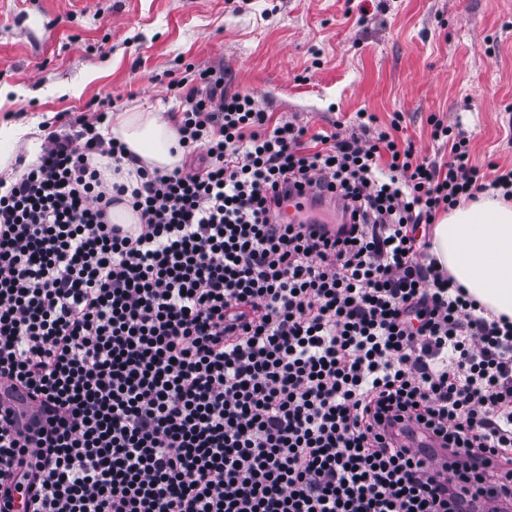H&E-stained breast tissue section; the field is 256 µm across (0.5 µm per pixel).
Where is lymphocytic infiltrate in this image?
I'll list each match as a JSON object with an SVG mask.
<instances>
[{
  "mask_svg": "<svg viewBox=\"0 0 512 512\" xmlns=\"http://www.w3.org/2000/svg\"><path fill=\"white\" fill-rule=\"evenodd\" d=\"M196 79L181 167L104 137L103 100L0 195V512L20 491L27 512H506L512 320L417 231L512 201V168L472 164L435 116L440 161L400 116L314 133ZM120 203L137 224L112 222ZM426 433L441 457L414 448Z\"/></svg>",
  "mask_w": 512,
  "mask_h": 512,
  "instance_id": "f902f5d3",
  "label": "lymphocytic infiltrate"
}]
</instances>
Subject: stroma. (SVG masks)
Masks as SVG:
<instances>
[{
  "label": "stroma",
  "instance_id": "stroma-1",
  "mask_svg": "<svg viewBox=\"0 0 512 512\" xmlns=\"http://www.w3.org/2000/svg\"><path fill=\"white\" fill-rule=\"evenodd\" d=\"M190 63L315 130L398 112L416 153L441 157L435 115L474 164L512 165V0H0V125L41 140L107 99L176 119L168 84L191 89Z\"/></svg>",
  "mask_w": 512,
  "mask_h": 512
}]
</instances>
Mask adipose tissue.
I'll list each match as a JSON object with an SVG mask.
<instances>
[{"instance_id": "1", "label": "adipose tissue", "mask_w": 512, "mask_h": 512, "mask_svg": "<svg viewBox=\"0 0 512 512\" xmlns=\"http://www.w3.org/2000/svg\"><path fill=\"white\" fill-rule=\"evenodd\" d=\"M111 134L149 167L170 171L181 161L172 123L155 113H121ZM430 253L485 309L512 318L511 205L489 195L461 203L434 225Z\"/></svg>"}]
</instances>
